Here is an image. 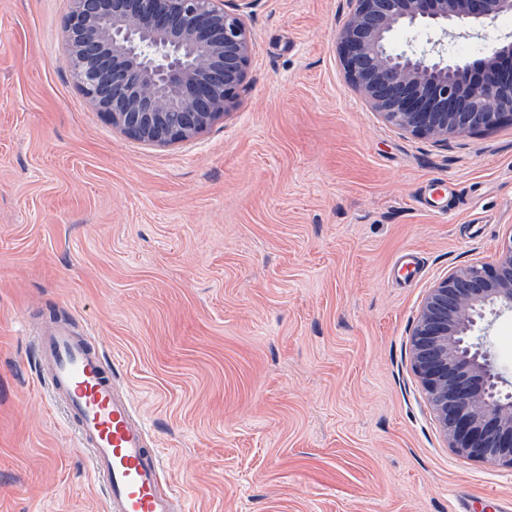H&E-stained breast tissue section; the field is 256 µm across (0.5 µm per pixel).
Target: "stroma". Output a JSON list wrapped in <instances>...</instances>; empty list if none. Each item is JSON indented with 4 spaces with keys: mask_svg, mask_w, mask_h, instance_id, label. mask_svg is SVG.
Here are the masks:
<instances>
[{
    "mask_svg": "<svg viewBox=\"0 0 512 512\" xmlns=\"http://www.w3.org/2000/svg\"><path fill=\"white\" fill-rule=\"evenodd\" d=\"M69 0H0V512H106L33 338L112 362L181 512H497L512 468L448 447L410 358L429 291L512 234V124L440 143L347 82L350 0H253L237 102L170 147L61 61ZM512 17L448 44L478 57Z\"/></svg>",
    "mask_w": 512,
    "mask_h": 512,
    "instance_id": "stroma-1",
    "label": "stroma"
}]
</instances>
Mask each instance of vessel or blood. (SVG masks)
<instances>
[{
  "instance_id": "1",
  "label": "vessel or blood",
  "mask_w": 512,
  "mask_h": 512,
  "mask_svg": "<svg viewBox=\"0 0 512 512\" xmlns=\"http://www.w3.org/2000/svg\"><path fill=\"white\" fill-rule=\"evenodd\" d=\"M52 405L63 409L75 446L103 488L107 512H177L159 487L157 448L128 396L117 390L103 351L69 325H44L35 340Z\"/></svg>"
}]
</instances>
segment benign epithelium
<instances>
[{"label": "benign epithelium", "mask_w": 512, "mask_h": 512, "mask_svg": "<svg viewBox=\"0 0 512 512\" xmlns=\"http://www.w3.org/2000/svg\"><path fill=\"white\" fill-rule=\"evenodd\" d=\"M336 41L345 77L399 129L448 139L512 123V40L469 62L438 46L451 26L512 16V0H352ZM251 0H70L64 61L83 96L125 136L166 147L205 132L235 104L253 53ZM441 33L431 49L396 51L401 29ZM512 312V234L493 264L449 273L430 289L410 337L448 447L512 468V393L481 341L487 315Z\"/></svg>", "instance_id": "benign-epithelium-1"}]
</instances>
